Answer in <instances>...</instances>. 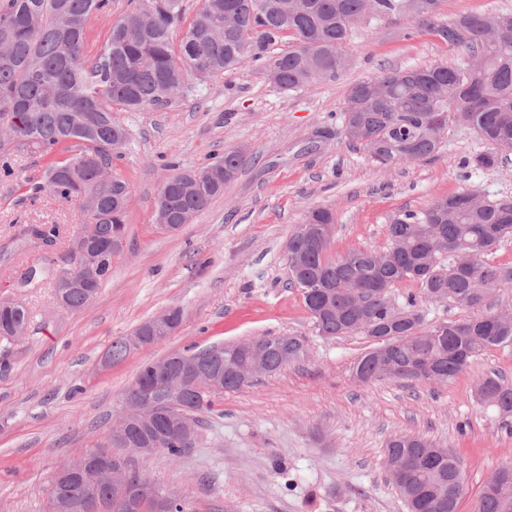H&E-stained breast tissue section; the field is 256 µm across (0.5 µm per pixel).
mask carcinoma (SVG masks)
<instances>
[{"mask_svg":"<svg viewBox=\"0 0 512 512\" xmlns=\"http://www.w3.org/2000/svg\"><path fill=\"white\" fill-rule=\"evenodd\" d=\"M421 14L427 25L451 48L467 50L458 65L383 69L374 77L350 84L343 126L357 128L353 145L388 165L433 157L442 147L451 124L470 129L484 150L463 161L479 171L494 168L512 154V13H469L443 24L437 21L438 0H425ZM402 0H303L302 11L285 16L280 0H201L179 45L172 29L184 18L183 0H136L112 25L102 51L85 54L88 24L108 6V0H0V161L17 153L46 159L48 191L66 201L91 198L89 223L102 246L98 285L54 291L56 303L68 310L87 306L112 276V238L125 234L130 185L112 171L129 136L118 113L159 108L181 95L186 82L205 80L233 71L248 61L261 62L264 72L279 74L283 93L336 79L346 68V45L359 22L401 12ZM293 45L282 53L273 47L283 37ZM246 162L238 150L206 166L168 176L156 198V222L188 224L224 194ZM474 190L439 197L418 211H399L387 221L388 246L383 250L351 248L332 257V239L317 235L321 224L335 223L326 208L308 211L290 234L284 250L304 252L302 262L289 270L298 285L319 335L337 338L365 335L391 337L389 362L403 366L414 356L428 360L432 373L403 376L408 381L444 383L458 376L485 350L512 342V324L493 320L488 300L497 290L512 286V266L492 265L484 256L512 237V197L481 198ZM60 237L57 224H32L23 231L24 243L51 246ZM473 255L468 269L455 268L454 253ZM404 281L417 283L425 301L438 294L447 302L472 310L467 319L432 326L413 295L396 304L390 290ZM31 310L22 302L0 299V345L14 341L15 327H30ZM273 345H288V363L304 355L303 336H266ZM383 362L372 351L355 365L358 380L383 378ZM155 361H146L122 399L126 421L124 442L106 439L98 449L120 459L112 448H149L176 459L196 446L191 435L173 424L182 411L191 382L152 400L161 416L144 420L135 406L142 389L159 379ZM476 400L512 417V381L493 372L479 380ZM220 394L206 395L184 421L199 424V415L214 409ZM435 444L420 434H400L387 444L386 457L403 463L405 482L399 488L408 512H457L459 496L454 478L460 458L453 452L424 458ZM49 512L56 504L88 503L107 509L110 488L97 483L95 469L67 474L59 466L47 479ZM478 512H503L497 492L482 490Z\"/></svg>","mask_w":512,"mask_h":512,"instance_id":"cac0c4a2","label":"carcinoma"}]
</instances>
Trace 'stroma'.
<instances>
[{
    "label": "stroma",
    "instance_id": "35a3bbf8",
    "mask_svg": "<svg viewBox=\"0 0 512 512\" xmlns=\"http://www.w3.org/2000/svg\"><path fill=\"white\" fill-rule=\"evenodd\" d=\"M343 75L280 93L259 63L204 81L157 110L122 113L131 137L117 171L131 187L126 236L112 276L79 311L59 307L51 281L27 283L30 269L60 264L88 222L79 202L41 192L45 160L11 157L0 171V298L26 304L25 338L0 353V512H48L46 478L63 462L105 441L142 363L188 347L259 336L306 337L304 358L220 398L201 414L196 448L179 459H138L143 473L197 512H406L385 471L389 438L421 434L462 460L458 512H474L484 483L512 463V422L474 402L490 371L512 379V344L493 347L444 384L393 379L359 382L353 370L369 350L361 335L318 336L299 289L288 284L283 246L308 209L336 217L332 254L384 249L386 222L464 188L512 195V156L473 175L461 162L479 151L452 125L433 157L387 166L350 146L340 114L352 82L384 68L461 63L411 13L358 24ZM248 160L223 196L179 230L155 222L154 204L173 168H192L230 148ZM29 224H56L51 247L18 250ZM177 306L181 327L166 341L104 357L112 342Z\"/></svg>",
    "mask_w": 512,
    "mask_h": 512
}]
</instances>
